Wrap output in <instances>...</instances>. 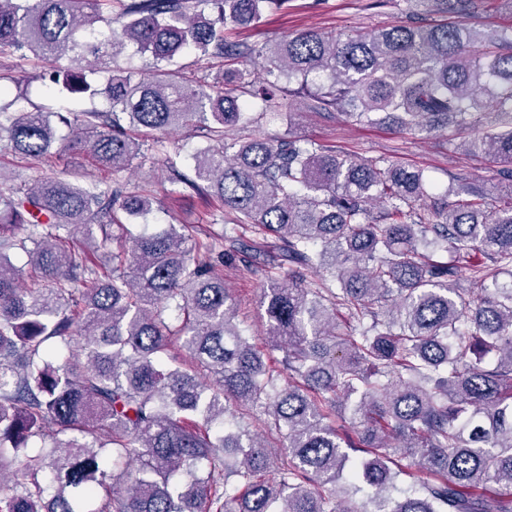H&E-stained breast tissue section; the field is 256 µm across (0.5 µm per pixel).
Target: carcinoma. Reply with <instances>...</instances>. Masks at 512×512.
I'll use <instances>...</instances> for the list:
<instances>
[{"label": "carcinoma", "instance_id": "obj_1", "mask_svg": "<svg viewBox=\"0 0 512 512\" xmlns=\"http://www.w3.org/2000/svg\"><path fill=\"white\" fill-rule=\"evenodd\" d=\"M286 2L0 0L13 71L0 81L16 89L0 140L112 173L104 189L49 176L6 193L0 173V512H512V202L439 195L419 170L291 133L227 137L255 123L247 98L289 107L303 94L349 123L471 129L461 147L512 188V28L307 29L259 48L224 37ZM434 3L469 16L477 0ZM130 47L149 74L117 65ZM186 52L264 69L187 80L174 66ZM35 59L53 60L50 85L107 107L33 105ZM189 126L205 145L189 175L168 161L167 181L218 202L231 216L221 235L203 247L170 224L110 248L154 205L126 176L144 156L131 131L162 150ZM236 259L268 268L259 307L275 367L236 323L223 272ZM231 404L264 416L280 462L226 422ZM407 457L425 471L417 487L403 486Z\"/></svg>", "mask_w": 512, "mask_h": 512}]
</instances>
